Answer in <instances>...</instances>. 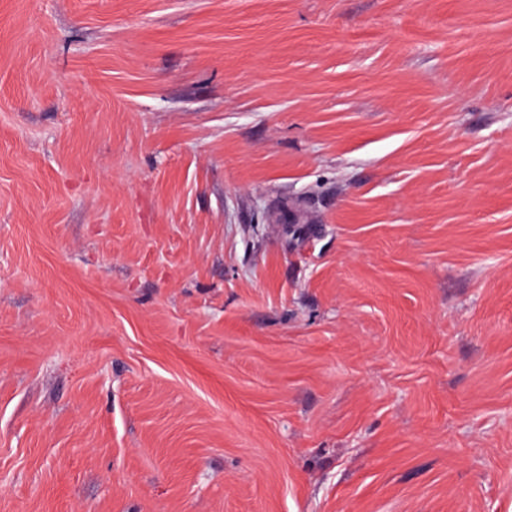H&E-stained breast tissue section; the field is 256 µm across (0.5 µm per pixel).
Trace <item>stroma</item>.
<instances>
[{
    "mask_svg": "<svg viewBox=\"0 0 512 512\" xmlns=\"http://www.w3.org/2000/svg\"><path fill=\"white\" fill-rule=\"evenodd\" d=\"M0 512H512V0H0Z\"/></svg>",
    "mask_w": 512,
    "mask_h": 512,
    "instance_id": "stroma-1",
    "label": "stroma"
}]
</instances>
